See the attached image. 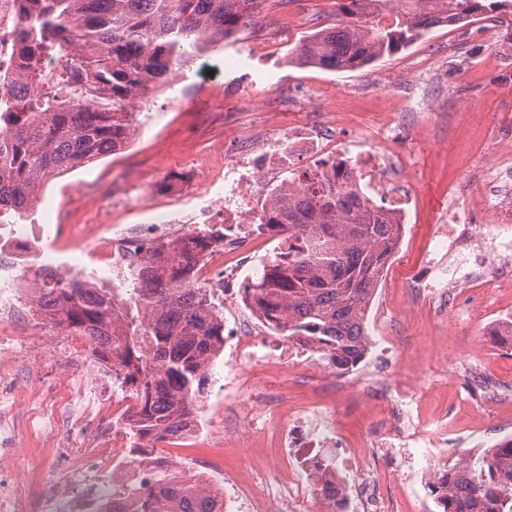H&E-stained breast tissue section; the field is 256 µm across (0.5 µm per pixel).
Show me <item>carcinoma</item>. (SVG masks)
<instances>
[{"label":"carcinoma","mask_w":512,"mask_h":512,"mask_svg":"<svg viewBox=\"0 0 512 512\" xmlns=\"http://www.w3.org/2000/svg\"><path fill=\"white\" fill-rule=\"evenodd\" d=\"M20 67L39 90L0 108V209L22 217L47 181L93 163L136 130L134 100L220 49L255 24L266 0H23ZM367 0H334L336 24L304 38L298 62L354 70L405 48L437 23L440 0H394L397 18L369 24ZM447 22L512 10V0H447ZM45 58L59 64L41 71ZM261 231L283 235L288 254L243 288L249 308L271 329L317 343L339 374L368 350L367 308L399 246L403 225L353 184L345 161L291 169L261 206ZM219 236L207 228L163 241L134 275L133 296L60 285L36 275L50 322L87 336L112 359L115 378L136 401L137 433L164 437L200 412L209 364L224 346V317L195 280L198 257ZM441 512H512V440L462 457L435 484ZM132 496L140 512H224V500L170 488Z\"/></svg>","instance_id":"cac0c4a2"}]
</instances>
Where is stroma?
<instances>
[{"label": "stroma", "instance_id": "1", "mask_svg": "<svg viewBox=\"0 0 512 512\" xmlns=\"http://www.w3.org/2000/svg\"><path fill=\"white\" fill-rule=\"evenodd\" d=\"M332 2L267 0L258 28L227 39L222 52L201 57L182 71L179 84L155 93L161 111L139 115L121 155L104 156L45 184L31 217L51 224L58 211L68 210L77 230L58 250L78 264L85 248L78 229L96 223L97 207L111 205L113 223H141L127 203L147 188L156 198L180 199L186 209L204 207V199L184 187L188 151L217 162L232 156L238 134L318 129L323 113L336 112L339 156L353 160L377 147V132L393 130L387 150L401 164L387 176L404 187L412 203L399 247L369 307V334H395L384 361L386 375L413 382L411 410L425 430L451 426L448 459L453 462L512 440V348L487 334L491 322L512 311V291H467L443 312L435 303L414 301L406 272L428 259L436 226L448 210L449 186L477 171L512 127V68L502 66L512 25L477 36L465 27L437 26L407 49L361 70L295 65L294 48L317 31L316 17H332ZM261 34L270 37L275 53L257 45ZM452 43L457 46L453 53L448 50ZM246 52L252 56L250 66L233 67ZM280 243L275 234L259 232L249 257L225 255V263L237 270L228 295L215 302L225 324L248 316L242 287L255 276L254 262L272 260ZM234 360L232 346H225L211 368L215 380L200 412L214 426L223 407L241 403L235 385L219 380ZM304 373L300 365L275 379L256 371L258 385L277 383L287 390V400L277 408L280 417L299 406L320 408L350 446L360 447L375 421L392 411L387 394L307 382ZM374 466L392 473L380 487L384 499L399 502L405 512H439L414 458L398 452L376 459ZM224 472L266 482L277 478L271 449L260 445L245 455L231 440L224 443Z\"/></svg>", "mask_w": 512, "mask_h": 512}]
</instances>
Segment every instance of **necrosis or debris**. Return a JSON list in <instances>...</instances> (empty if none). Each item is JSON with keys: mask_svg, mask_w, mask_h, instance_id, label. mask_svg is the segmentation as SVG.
Returning a JSON list of instances; mask_svg holds the SVG:
<instances>
[{"mask_svg": "<svg viewBox=\"0 0 512 512\" xmlns=\"http://www.w3.org/2000/svg\"><path fill=\"white\" fill-rule=\"evenodd\" d=\"M21 25V0H0V97L37 91L19 68L16 33ZM333 147L328 136L294 131L283 138H267L261 152L247 149L225 163L198 164L196 181L204 190L223 185L224 221L239 225V238H245L251 230L249 215L261 173L277 167L282 155L303 159L329 153ZM382 159V153L376 152L355 162L354 177L369 194L387 197L393 216H405L408 201L394 183L385 180ZM463 193L458 185L448 190V220L437 228L430 272L419 282V296L444 301L458 287L481 282L490 288H512V240L498 234L500 225L512 224V162H490L484 189L476 199L484 218L482 234L489 244L485 258L496 266L495 277L486 281L474 268L470 214L458 207ZM147 214L153 229L149 238L135 226L92 225L85 255L99 274L97 287H130L133 272L148 259L153 241L183 239L193 231L182 210L171 203H155ZM67 231L64 224L48 228L0 224V512H137L131 489L152 480L159 471L170 486L207 487L223 497L225 512H291L292 504L310 497L322 502V512H386L374 493L383 477L371 469V449L350 451L338 464H329L326 451L339 439L336 425L311 407H297L287 423L268 428L275 462L288 476L281 484L232 479L225 476L218 459L180 454V447L194 440L190 433L135 441L130 429L135 400L120 390L110 365L93 361L87 337L50 329L29 286L39 270L65 282L76 278L72 264L46 257L43 245L44 239ZM239 238L225 239L200 259L198 282L210 294L223 296L225 281L234 278L224 255L235 251ZM235 340L233 376L247 389L254 417L270 414L277 394L255 386L252 368L277 372L299 362L323 380L336 378L335 369L317 357L307 338L265 336L250 321ZM40 350L64 360L65 368L49 378L29 371L24 355ZM33 434L49 449L54 464L51 477L36 496L9 467ZM447 444V430L408 434L394 421L377 427L371 448H411L426 459L433 449Z\"/></svg>", "mask_w": 512, "mask_h": 512, "instance_id": "1", "label": "necrosis or debris"}]
</instances>
